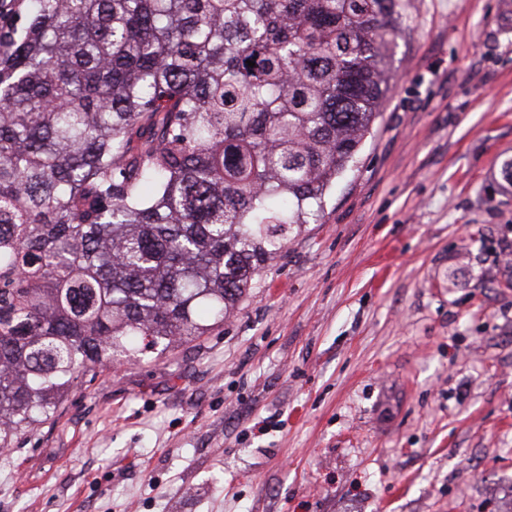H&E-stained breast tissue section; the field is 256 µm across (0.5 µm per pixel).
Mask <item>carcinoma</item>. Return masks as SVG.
I'll use <instances>...</instances> for the list:
<instances>
[{"label":"carcinoma","instance_id":"carcinoma-1","mask_svg":"<svg viewBox=\"0 0 512 512\" xmlns=\"http://www.w3.org/2000/svg\"><path fill=\"white\" fill-rule=\"evenodd\" d=\"M0 25V449L224 321L320 217L395 0H22ZM255 66H248V62Z\"/></svg>","mask_w":512,"mask_h":512}]
</instances>
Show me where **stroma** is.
Wrapping results in <instances>:
<instances>
[{"mask_svg":"<svg viewBox=\"0 0 512 512\" xmlns=\"http://www.w3.org/2000/svg\"><path fill=\"white\" fill-rule=\"evenodd\" d=\"M355 163L224 322L104 368L0 512H512V0H396Z\"/></svg>","mask_w":512,"mask_h":512,"instance_id":"1","label":"stroma"}]
</instances>
